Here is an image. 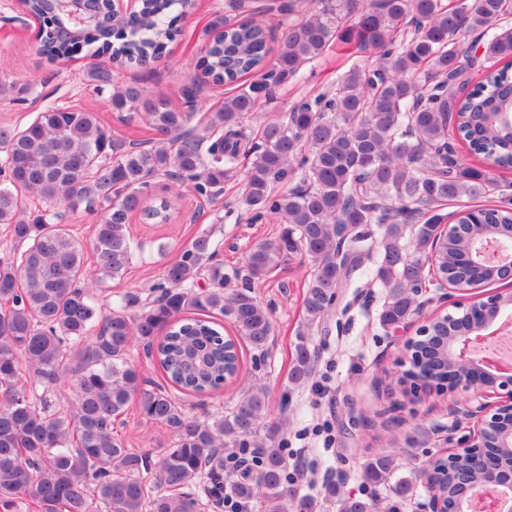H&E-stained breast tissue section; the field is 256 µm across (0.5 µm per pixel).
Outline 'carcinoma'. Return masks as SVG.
Returning <instances> with one entry per match:
<instances>
[{"label": "carcinoma", "mask_w": 512, "mask_h": 512, "mask_svg": "<svg viewBox=\"0 0 512 512\" xmlns=\"http://www.w3.org/2000/svg\"><path fill=\"white\" fill-rule=\"evenodd\" d=\"M43 16L41 53L70 60L96 42L69 41L57 32L67 21L21 0ZM195 0H144L142 11L113 26L102 52L147 66L179 35L172 6ZM505 0H281L282 34L272 64L264 20L251 0H224L205 35L206 54L191 86L209 79L236 85L198 130L192 113L169 107L134 86L112 85L110 70L93 67L95 88H112V111L141 113L152 137L126 141L112 135L97 112L47 106L24 126L0 127V224L22 250L0 259V512H198L224 498L258 500L263 512H288L289 487L283 426L264 421L267 391L251 389L227 413L199 418L164 387L146 383L127 351L137 343L153 357L173 388L195 394L221 389L241 371L237 338L267 355L272 314L247 288L224 290V267L213 262L215 244L203 231L163 270L145 293L129 289L101 303L107 281L124 278L137 247L127 222L140 211L151 224L169 219L172 198L184 186L211 198L223 191L241 163L243 203L259 221H282L274 240L255 242L246 257L248 277L261 280L294 255L314 270L306 284L308 327L319 325L339 290L365 270L390 289L380 320L395 329L418 315V289L426 267L437 264L461 292L498 278L499 271L468 258L469 235L490 236L512 226V200L456 214L460 232L445 233L442 206L482 195L486 171L466 158L448 159V127L471 156L496 169H512V128L501 113L512 104V26L501 24ZM482 47L483 71L463 98L475 64L467 38ZM355 57L333 91L294 105L266 122L260 141L248 138L243 120L276 88L331 49ZM171 198L156 197L160 178ZM37 195L62 210L32 212L22 196ZM95 214V266L67 224L70 213ZM443 246L432 258L430 244ZM207 276L211 287L196 281ZM218 314L224 325L203 314ZM430 333L457 329L466 315H429ZM314 351L301 343L288 375L310 379ZM148 419L172 429L174 445L154 458L125 445L116 422L132 399ZM237 459L224 472L225 456ZM390 454L371 459L363 478L404 498L405 478H395Z\"/></svg>", "instance_id": "obj_1"}]
</instances>
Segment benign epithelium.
Segmentation results:
<instances>
[{"mask_svg":"<svg viewBox=\"0 0 512 512\" xmlns=\"http://www.w3.org/2000/svg\"><path fill=\"white\" fill-rule=\"evenodd\" d=\"M142 0H54L57 10L66 18L77 23L67 28L70 34L77 33L80 27L100 24L103 13L117 20L139 10ZM39 23L36 16L15 9V14L0 15V23L5 26ZM435 299L445 305L463 308L465 312L480 313L484 322L473 324L467 330H459L448 336L438 352V358L448 362L441 368L444 376L427 380L407 381L410 390L434 388L450 394L458 389L471 392L464 410L448 403V447L451 451L445 457L447 466L455 464L456 456L464 453L470 457L471 467L456 472L458 491L449 496L443 495L438 487H433L427 502L417 505L420 512H473L472 505L485 492L492 490L499 494L492 504L493 512H512V460L493 466L492 447H512V374L499 375L485 360L473 353L474 344L491 339L500 333L494 324L503 313L512 308V296L501 293L485 297L474 295L462 298L459 291L448 285V280L440 274L433 279ZM472 423L468 433L455 437L459 431V413Z\"/></svg>","mask_w":512,"mask_h":512,"instance_id":"obj_1","label":"benign epithelium"}]
</instances>
